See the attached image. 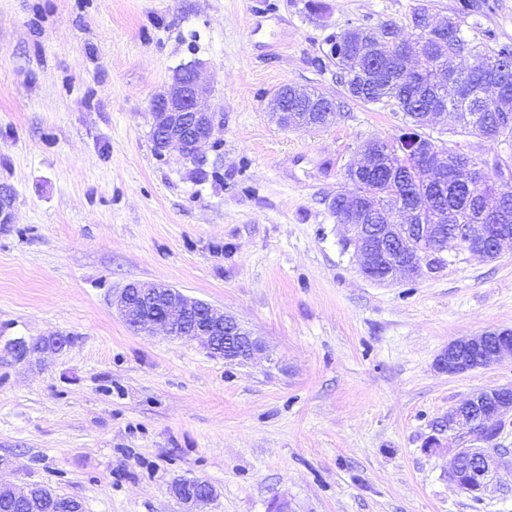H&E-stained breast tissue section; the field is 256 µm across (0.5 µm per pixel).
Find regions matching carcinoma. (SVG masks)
<instances>
[{"instance_id": "cac0c4a2", "label": "carcinoma", "mask_w": 512, "mask_h": 512, "mask_svg": "<svg viewBox=\"0 0 512 512\" xmlns=\"http://www.w3.org/2000/svg\"><path fill=\"white\" fill-rule=\"evenodd\" d=\"M412 40L397 37L391 24L378 28L353 26L331 41L328 56L339 70L349 98L364 104H391L408 118L397 141L400 154L380 155L382 166L395 170L387 187L415 205L424 224H482L479 201L509 197L503 223L512 227V48L469 40L456 17L431 26L424 9L415 11ZM470 57L474 64L443 75L448 59ZM448 111L457 129L507 146V158L495 165L492 180L462 181L469 158L448 153L444 188L430 176L436 160L422 155L425 135L420 118L426 112Z\"/></svg>"}]
</instances>
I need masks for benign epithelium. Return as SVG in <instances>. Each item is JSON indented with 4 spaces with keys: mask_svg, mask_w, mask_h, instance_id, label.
Listing matches in <instances>:
<instances>
[{
    "mask_svg": "<svg viewBox=\"0 0 512 512\" xmlns=\"http://www.w3.org/2000/svg\"><path fill=\"white\" fill-rule=\"evenodd\" d=\"M211 92L206 63L202 60L172 73L150 108L152 130L163 138L162 150L175 146L184 158L206 163L203 148L211 144L216 127L223 122V113L212 102ZM273 113L285 128L305 125L306 114L288 111L286 96L280 92L275 94ZM364 154L365 163L353 168V172L370 183L384 180L378 152L366 148ZM360 199L359 206L347 218L350 236L346 242L359 256L361 272L373 280L389 283L421 278L434 272L433 259L446 260L455 255V239L445 235L436 224L417 225L418 211L399 203L390 208V213L404 214V221H389L374 227L370 220L378 219L380 207L368 194H360ZM11 208V190L0 187V224L11 223ZM454 234L468 239V253L488 259L500 253L504 242L512 240L504 227L491 224H461ZM112 306L132 331L151 333L160 326L171 337L192 336L207 353L223 358L230 365H250L266 350L264 341L233 316L164 283H130L113 293ZM67 343L63 336L37 343L20 338L13 341L10 352L16 359L24 360L36 348L59 350ZM506 356H512V330L494 329L449 342L436 366L455 375L491 366ZM508 416H512V388H489L452 408L448 412V426L461 427L488 442ZM502 473L512 475L511 450L459 448L448 468V481L477 498L489 481ZM186 484L194 489L184 490L175 483L171 493L186 505L187 512H196L197 506L216 496L214 487L207 482L188 480ZM1 493L16 500L34 497L52 500V496L38 492L34 486H0Z\"/></svg>",
    "mask_w": 512,
    "mask_h": 512,
    "instance_id": "obj_1",
    "label": "benign epithelium"
}]
</instances>
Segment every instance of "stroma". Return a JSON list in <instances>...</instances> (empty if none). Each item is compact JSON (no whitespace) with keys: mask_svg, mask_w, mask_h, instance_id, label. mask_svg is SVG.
<instances>
[{"mask_svg":"<svg viewBox=\"0 0 512 512\" xmlns=\"http://www.w3.org/2000/svg\"><path fill=\"white\" fill-rule=\"evenodd\" d=\"M0 0V484H41L86 512H184L180 479L214 486L203 512H512V476L480 497L448 480L445 430L472 394L512 387V358L451 376L450 341L512 328V242L432 275L365 277L328 203L372 140L406 126L350 99L331 36L459 0ZM469 40L512 47V0L459 14ZM206 61L224 114L199 178L157 155L150 103L173 70ZM334 99L332 124L281 127V87ZM424 125L439 145L490 159L500 145ZM164 282L261 336L254 365L197 341L131 331L112 294ZM68 345L15 360L17 338ZM440 447H430L431 439Z\"/></svg>","mask_w":512,"mask_h":512,"instance_id":"obj_1","label":"stroma"}]
</instances>
